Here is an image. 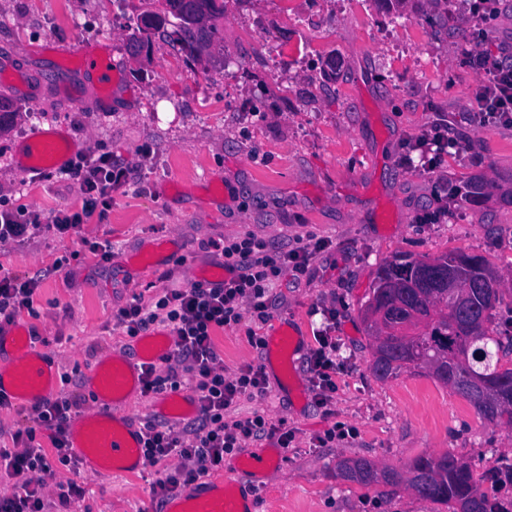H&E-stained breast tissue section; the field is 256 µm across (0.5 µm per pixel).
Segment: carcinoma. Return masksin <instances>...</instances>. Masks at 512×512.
<instances>
[{
	"instance_id": "obj_1",
	"label": "carcinoma",
	"mask_w": 512,
	"mask_h": 512,
	"mask_svg": "<svg viewBox=\"0 0 512 512\" xmlns=\"http://www.w3.org/2000/svg\"><path fill=\"white\" fill-rule=\"evenodd\" d=\"M164 14L155 30L132 27L131 44L138 50L165 35L169 18L178 20L174 41L186 60L196 62L214 41L216 20L224 15L222 0H165ZM512 198V190L497 181L476 178L467 196L484 201L494 196ZM503 291L485 259L464 252L434 258L397 255L378 270L365 307L387 309L396 324L409 309L422 305L432 310L431 323L414 335L406 352L379 360L372 369L378 380L401 372L427 370L438 382L469 400L482 418L495 426H512V367L502 359L512 354V330L491 327L492 311ZM337 476L359 484L397 483L401 475L380 470L367 459L345 460ZM408 486L423 499L443 504L452 512H512L505 503L485 494L473 479L468 462L452 453L420 456L408 468Z\"/></svg>"
}]
</instances>
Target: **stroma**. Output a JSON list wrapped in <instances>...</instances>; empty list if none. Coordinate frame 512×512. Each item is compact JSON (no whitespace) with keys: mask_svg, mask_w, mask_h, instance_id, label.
<instances>
[{"mask_svg":"<svg viewBox=\"0 0 512 512\" xmlns=\"http://www.w3.org/2000/svg\"><path fill=\"white\" fill-rule=\"evenodd\" d=\"M223 52L194 65L176 61L154 39L134 54L130 27L151 0H0V81L15 95L0 132V198L50 223L79 205L78 184L50 172L23 174L25 141L64 128L75 152L112 154L134 178L112 194L102 222L63 240L50 232L22 246H0V269L35 278L39 347L69 388L91 397L88 378L103 356L134 355L136 341L112 327V312L135 296L182 288L219 271L206 249L244 231L279 250L313 236L326 243L309 271L285 274L265 322L244 318L217 331L225 373L266 366V396L241 399L236 416L261 414L295 433L282 461L256 469L244 458L276 447L273 437L227 456L224 472L245 489L254 512H448L421 499L406 481L360 485L338 478L340 461L365 458L406 472L422 455L453 453L482 480L492 457L512 454V427L485 423L465 398L427 373L380 381L371 373L374 339L360 309L378 269L394 256L434 258L465 251L485 257L504 298L492 313L512 327V201L460 200L462 222L419 224L438 205L442 181L512 175V123H471L477 83L465 59L476 45L466 0H419L404 25L376 0H224ZM112 61V78L89 75L81 54ZM447 120L455 141L439 170L404 165L414 140ZM112 242L104 261L83 241ZM336 309L346 369L331 411L302 395L306 358L267 367L251 335L282 324L313 337L322 307ZM355 439L314 445L336 424ZM152 468L133 475L83 474L81 499L52 512H154Z\"/></svg>","mask_w":512,"mask_h":512,"instance_id":"obj_1","label":"stroma"}]
</instances>
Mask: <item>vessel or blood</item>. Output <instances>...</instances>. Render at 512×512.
I'll list each match as a JSON object with an SVG mask.
<instances>
[{
  "label": "vessel or blood",
  "instance_id": "b4317fda",
  "mask_svg": "<svg viewBox=\"0 0 512 512\" xmlns=\"http://www.w3.org/2000/svg\"><path fill=\"white\" fill-rule=\"evenodd\" d=\"M70 141L63 131L43 130L31 136L21 160L24 173H35L34 159H53L63 166L70 158ZM303 344L293 328L278 327L269 336L270 359L285 360L301 353ZM174 339L166 330L141 337L134 357L111 356L92 370L90 382L95 404L75 417L68 427V440L83 469L98 473L109 469L132 473L144 465L141 428L124 406L141 387L144 366L162 361L172 354ZM53 383L52 367L46 352L38 350L25 325L0 333V394L10 399L34 402L41 399ZM194 396L176 390L159 396L156 411L172 421L182 419L196 408ZM163 512H249L242 495L227 477L205 478L191 490H180L167 498Z\"/></svg>",
  "mask_w": 512,
  "mask_h": 512
}]
</instances>
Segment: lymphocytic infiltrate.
<instances>
[{"instance_id":"1","label":"lymphocytic infiltrate","mask_w":512,"mask_h":512,"mask_svg":"<svg viewBox=\"0 0 512 512\" xmlns=\"http://www.w3.org/2000/svg\"><path fill=\"white\" fill-rule=\"evenodd\" d=\"M467 66L479 74L471 90L472 118L478 125L512 117V62L481 49L466 57ZM62 176L77 181L82 193L79 208L54 214L51 227L59 236L75 234L93 218L104 217L112 193L129 183V168L113 164L111 156L83 153L68 162ZM41 228L38 214L23 207L0 209V244L20 246ZM323 240L311 238L303 245L280 252L264 238L243 232L214 243L225 277L220 282L199 279L182 288H166L155 297H135L112 314L113 325L134 338L153 326L169 330L175 352L166 357L165 369L148 366L144 371L143 396L178 390L192 384L198 402L193 422L183 426L147 422L143 429L146 465L155 467L152 494L164 497L181 486L209 477L224 466L225 456L246 442L275 436L280 447H289L294 434L261 415L234 418L243 397H262L268 381L262 367L241 366L225 375L218 352L216 330L240 324L244 315L266 320L272 306L270 290L286 272L306 274L311 260L323 250ZM37 282L34 279L0 275V331L17 322L22 311L32 309ZM326 327L315 335L309 356L310 384L314 399L327 407L336 392V376L345 368L341 345L333 332L336 310L326 307ZM81 395L66 392L42 399L30 408L33 426L17 429L13 446L0 449V472L16 481L12 492H0V512H48L53 501L81 498L83 487L76 480L56 478L55 464L76 466L67 442V426L79 415ZM48 432L50 448L36 441V429Z\"/></svg>"}]
</instances>
